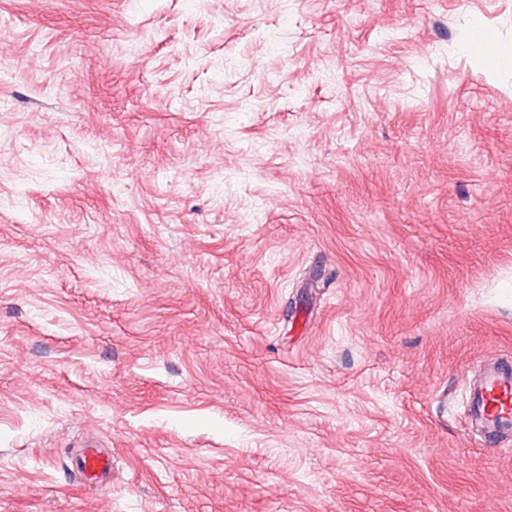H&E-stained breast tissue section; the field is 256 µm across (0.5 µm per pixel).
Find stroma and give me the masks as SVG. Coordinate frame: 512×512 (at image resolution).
<instances>
[{
    "mask_svg": "<svg viewBox=\"0 0 512 512\" xmlns=\"http://www.w3.org/2000/svg\"><path fill=\"white\" fill-rule=\"evenodd\" d=\"M476 25L512 58V0H0V512H512ZM471 417L481 446L510 453L512 436V356L501 355L481 369L467 391V419ZM71 467L80 482L104 484L112 471V454L108 448L84 443L72 458Z\"/></svg>",
    "mask_w": 512,
    "mask_h": 512,
    "instance_id": "1",
    "label": "stroma"
}]
</instances>
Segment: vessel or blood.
I'll return each instance as SVG.
<instances>
[{"label":"vessel or blood","mask_w":512,"mask_h":512,"mask_svg":"<svg viewBox=\"0 0 512 512\" xmlns=\"http://www.w3.org/2000/svg\"><path fill=\"white\" fill-rule=\"evenodd\" d=\"M467 415L481 445L512 450V356L502 355L485 364L467 392ZM80 481L102 484L112 471L109 449L80 445L71 461Z\"/></svg>","instance_id":"b4317fda"}]
</instances>
